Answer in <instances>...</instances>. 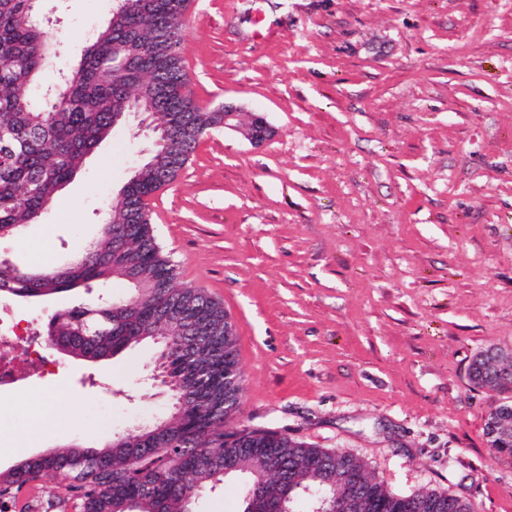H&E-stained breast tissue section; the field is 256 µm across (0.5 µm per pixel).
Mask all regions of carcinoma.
Segmentation results:
<instances>
[{"label": "carcinoma", "mask_w": 512, "mask_h": 512, "mask_svg": "<svg viewBox=\"0 0 512 512\" xmlns=\"http://www.w3.org/2000/svg\"><path fill=\"white\" fill-rule=\"evenodd\" d=\"M32 0H0V236L38 223L59 192L81 169L87 155L112 130V111L150 83L166 75L154 117L158 126L178 134L177 159L160 178L133 181L106 212L98 238L79 256L62 265L34 266L0 259V295L48 297L92 288L112 279L130 287L127 297L81 301L52 314L47 335L72 357L107 361L126 349L169 335L168 319L184 318L193 351L171 352L161 365L168 379V416L150 429L136 427L100 448L70 445L27 458L0 472V502L16 499L26 486L54 485L44 491L54 512L69 502L80 512H191L208 490L224 483V456L248 460L246 475L265 468L277 456L298 481L284 491L280 475L269 476L271 497L286 501L288 512H313L314 503L340 490L314 477L364 468L346 452L312 448L273 431L243 427L224 432V422L240 411L241 386L224 401V308L199 288L175 287L176 265L153 234L143 198L174 182L201 137L224 123V113L206 112L188 91L182 23L189 0H148L126 16L117 32L104 27L89 40L77 68L42 94L46 54L55 45L52 33L32 9ZM134 43L140 55L120 65L123 47ZM469 378L477 386L496 387L483 376L474 358ZM362 495L371 512H411L406 495L368 478ZM423 512H472L464 499L424 489L415 492Z\"/></svg>", "instance_id": "carcinoma-1"}]
</instances>
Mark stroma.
I'll list each match as a JSON object with an SVG mask.
<instances>
[{
    "label": "stroma",
    "instance_id": "stroma-1",
    "mask_svg": "<svg viewBox=\"0 0 512 512\" xmlns=\"http://www.w3.org/2000/svg\"><path fill=\"white\" fill-rule=\"evenodd\" d=\"M113 0H40L78 65ZM194 102L264 113L254 147L216 128L148 202L177 286L203 289L237 335L241 410L227 430L277 431L354 454L398 493L512 512V457L489 414L512 389L469 364L512 348V0H191ZM151 132L129 119L42 223L0 256L65 263L94 241ZM148 345L65 361L0 400V470L77 441L98 447L167 407ZM54 401L59 419L28 432Z\"/></svg>",
    "mask_w": 512,
    "mask_h": 512
}]
</instances>
